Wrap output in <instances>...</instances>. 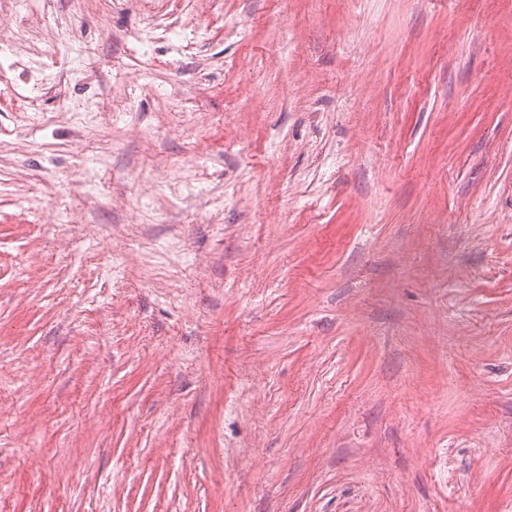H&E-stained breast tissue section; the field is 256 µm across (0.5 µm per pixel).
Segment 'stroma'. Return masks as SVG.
Returning <instances> with one entry per match:
<instances>
[{
    "label": "stroma",
    "mask_w": 512,
    "mask_h": 512,
    "mask_svg": "<svg viewBox=\"0 0 512 512\" xmlns=\"http://www.w3.org/2000/svg\"><path fill=\"white\" fill-rule=\"evenodd\" d=\"M20 58L0 512H512V0H0Z\"/></svg>",
    "instance_id": "obj_1"
}]
</instances>
